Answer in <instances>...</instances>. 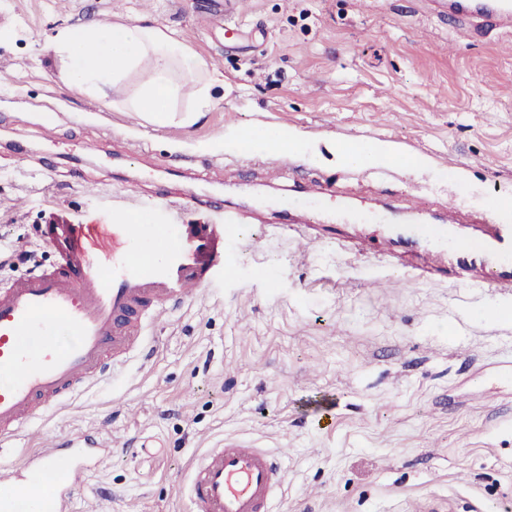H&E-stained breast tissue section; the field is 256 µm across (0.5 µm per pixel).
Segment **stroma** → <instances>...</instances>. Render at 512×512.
I'll use <instances>...</instances> for the list:
<instances>
[{
    "instance_id": "35a3bbf8",
    "label": "stroma",
    "mask_w": 512,
    "mask_h": 512,
    "mask_svg": "<svg viewBox=\"0 0 512 512\" xmlns=\"http://www.w3.org/2000/svg\"><path fill=\"white\" fill-rule=\"evenodd\" d=\"M0 0V282L57 259L44 224L227 218L233 278L151 327L125 364L0 452L22 465L59 434L112 443L71 512H190L195 455L227 437L283 455L272 512H512V293L448 278L384 292L379 239L437 219L463 192L512 224V24L472 39L428 0ZM169 29L218 78L193 125L125 111L145 72L81 96L42 46L64 28ZM56 124L47 139L46 121ZM256 143L245 145L241 131ZM299 136L288 152L268 134ZM396 167L352 163L365 142ZM336 179L340 210L393 208L392 224L308 225L282 206ZM424 193L416 213L407 196ZM264 247L251 248L254 237ZM396 249V240L392 236H386L377 242L364 241L359 245L361 254L370 255L381 263H385Z\"/></svg>"
}]
</instances>
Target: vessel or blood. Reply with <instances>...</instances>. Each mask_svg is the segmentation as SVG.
I'll return each mask as SVG.
<instances>
[{
    "label": "vessel or blood",
    "mask_w": 512,
    "mask_h": 512,
    "mask_svg": "<svg viewBox=\"0 0 512 512\" xmlns=\"http://www.w3.org/2000/svg\"><path fill=\"white\" fill-rule=\"evenodd\" d=\"M438 13L464 21L478 38L512 21V0H431ZM444 222L417 228L429 245L405 280L483 264L484 281L502 291L512 279V225L486 222L481 242L455 237L462 203L444 202ZM146 227L123 220L73 224L55 218L44 240L57 256L50 271L31 273L0 288V444L16 439L33 419L72 399L123 364L145 343L150 321L180 307L197 291L229 275L224 224L158 225L171 242L160 260L134 256ZM396 240L365 241L362 254L386 262ZM107 452L91 434L55 437L48 450L18 467L0 470V512H67L94 462ZM282 458L255 444L227 439L193 463L185 485L191 512H271L281 481ZM48 486L47 497H35Z\"/></svg>",
    "instance_id": "1"
}]
</instances>
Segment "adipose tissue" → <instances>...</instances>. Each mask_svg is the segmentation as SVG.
I'll return each instance as SVG.
<instances>
[{"instance_id":"obj_1","label":"adipose tissue","mask_w":512,"mask_h":512,"mask_svg":"<svg viewBox=\"0 0 512 512\" xmlns=\"http://www.w3.org/2000/svg\"><path fill=\"white\" fill-rule=\"evenodd\" d=\"M61 64V77L78 93L103 98L142 63L150 73L127 109L155 123L174 118L175 103L185 88L195 90L193 112L183 115L191 122L194 112L211 105L212 81L203 77L207 63L190 54L167 29L138 22L100 24L59 31L46 47Z\"/></svg>"}]
</instances>
